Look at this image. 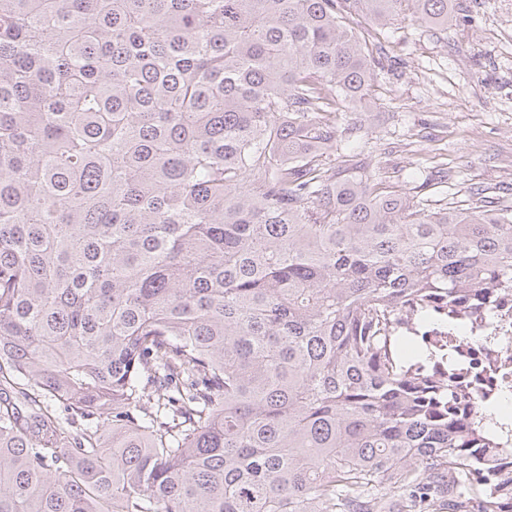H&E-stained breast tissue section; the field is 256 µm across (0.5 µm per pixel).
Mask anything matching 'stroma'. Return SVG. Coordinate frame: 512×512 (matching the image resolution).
I'll return each mask as SVG.
<instances>
[{
    "label": "stroma",
    "mask_w": 512,
    "mask_h": 512,
    "mask_svg": "<svg viewBox=\"0 0 512 512\" xmlns=\"http://www.w3.org/2000/svg\"><path fill=\"white\" fill-rule=\"evenodd\" d=\"M386 68L372 105H343L342 142L387 184L468 208L482 189L512 206V0H454L440 28L414 19L379 36Z\"/></svg>",
    "instance_id": "stroma-1"
}]
</instances>
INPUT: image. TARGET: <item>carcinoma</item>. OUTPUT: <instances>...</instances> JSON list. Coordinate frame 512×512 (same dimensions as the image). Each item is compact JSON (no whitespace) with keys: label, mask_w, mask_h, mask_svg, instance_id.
<instances>
[{"label":"carcinoma","mask_w":512,"mask_h":512,"mask_svg":"<svg viewBox=\"0 0 512 512\" xmlns=\"http://www.w3.org/2000/svg\"><path fill=\"white\" fill-rule=\"evenodd\" d=\"M451 2L0 0V512H504L411 332L512 293V207L324 162Z\"/></svg>","instance_id":"carcinoma-1"}]
</instances>
